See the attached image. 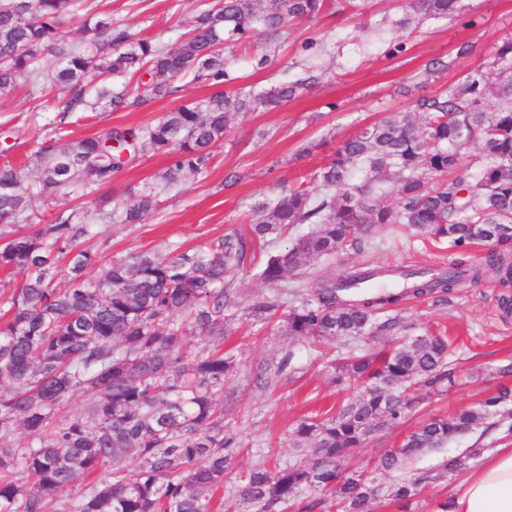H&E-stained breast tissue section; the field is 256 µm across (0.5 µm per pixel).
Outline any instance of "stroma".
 <instances>
[{"mask_svg":"<svg viewBox=\"0 0 512 512\" xmlns=\"http://www.w3.org/2000/svg\"><path fill=\"white\" fill-rule=\"evenodd\" d=\"M207 0H96L99 11L114 23L129 26L140 36L161 39L174 48L180 43L194 8ZM406 0H364L360 14L350 11L324 14L320 19L293 21L285 43L257 40L226 47L224 56L237 75V87L261 88L280 79L297 78L303 71L304 43L319 38L314 60L322 77L301 89L286 105L238 114L223 140L211 148L212 163L205 174L188 178L180 187L161 191L153 213L138 224L94 223L92 233L78 246L100 263L146 252L157 257L173 250L203 249L217 237L248 234L255 208L271 201L289 185L308 178L324 165L346 139L376 121L408 111L419 95L443 90L462 73L482 66L497 47L512 40V0H459L455 19L419 16L399 27ZM402 52L389 54L394 44ZM268 55L269 63L255 70L253 59ZM449 62L447 71L425 76L431 61ZM173 96L147 107L120 112H82L61 119L64 90L44 95L17 90L0 96V162L29 173L35 154L46 143H64L105 134L121 127L144 128L157 124L174 107L211 94V87L186 78ZM169 163L166 154L140 151L136 160L103 186L77 188L53 198L33 197L28 209L33 225L54 223L60 211L82 209L87 215L124 205L131 191L141 188ZM233 186H226L227 176ZM297 224L281 235L268 237L252 248L232 277L238 313L224 329V353L232 357L235 372L224 384V431L235 435L234 464L224 478V499L233 501L242 476L256 467L302 461L293 446L298 422L331 414L359 392L356 383L336 384L328 356L313 341L289 335L287 326L291 289H306L313 276L342 272L351 266H387L429 272L447 266L448 246L409 236L400 241L373 235L361 251L342 252L309 266L308 276L287 279L271 287L258 272L267 257L309 232ZM512 296L487 278L464 284L448 294L409 296L392 312H380L378 321L397 317L392 330L358 339L360 348L374 351L396 340L421 336L432 330L447 332L454 342L450 369L454 387L438 386L415 404L403 424L356 449L345 464L374 477L384 486L427 474L410 507L382 500L374 512H434L459 480L446 472L448 455L460 449H490L512 443V432L492 430L484 436L464 435L442 448L430 449L407 461L402 469L378 470L377 462L396 451L405 436L432 417H450L478 405L502 386L512 388V376L498 373L512 362V311L501 307V295ZM283 305L270 320L254 318L251 308L272 296Z\"/></svg>","mask_w":512,"mask_h":512,"instance_id":"obj_1","label":"stroma"}]
</instances>
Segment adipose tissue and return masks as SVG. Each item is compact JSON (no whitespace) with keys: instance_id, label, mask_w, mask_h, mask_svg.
Wrapping results in <instances>:
<instances>
[{"instance_id":"adipose-tissue-1","label":"adipose tissue","mask_w":512,"mask_h":512,"mask_svg":"<svg viewBox=\"0 0 512 512\" xmlns=\"http://www.w3.org/2000/svg\"><path fill=\"white\" fill-rule=\"evenodd\" d=\"M447 501V512H512V447L483 452Z\"/></svg>"}]
</instances>
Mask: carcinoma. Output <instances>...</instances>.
I'll list each match as a JSON object with an SVG mask.
<instances>
[{"label":"carcinoma","instance_id":"obj_1","mask_svg":"<svg viewBox=\"0 0 512 512\" xmlns=\"http://www.w3.org/2000/svg\"><path fill=\"white\" fill-rule=\"evenodd\" d=\"M357 8L361 0H223L199 8L178 47L138 38L95 10L94 0H0V95L23 84L67 93L63 113L102 103L113 112L147 105L178 92V80L220 87L236 81L224 45L250 43L261 26L266 39L288 34L294 19L315 18L332 2ZM459 0H408L419 14L447 18ZM85 12L84 43L66 38L61 19ZM148 80H143L142 76ZM112 77L121 87L89 85ZM319 76L311 67L293 81L254 93L217 91L166 113L138 132L111 130L98 137L49 143L36 152L26 181L18 167L0 165V225L27 220L31 197L112 182L138 147L164 152L169 165L130 193L120 210L97 220L137 224L157 205L156 188H170L209 169L208 148L224 139L240 112L273 110ZM471 171L461 158L472 145ZM306 182L257 207L250 237L226 235L204 250L166 258L130 253L102 266L77 249L92 225L80 210L61 212L53 224L17 230L0 245V273L27 271L20 288L0 289V512H224V475L235 438L224 433L217 397L234 371L220 348L224 325L237 312L229 274L248 248L294 224L314 228L270 256L259 277L278 284L306 273L310 263L346 249L359 250L375 232L411 229L453 250L448 275L416 278L406 289L372 294L360 281L391 273L385 267L326 273L307 293H293L288 334L322 344L357 339L371 328L393 329L378 311L407 295L449 292L489 272L512 285V41L479 69L440 92L421 95L409 111L364 127L342 143ZM476 244L493 246L486 264L465 257ZM68 257L69 287L56 286L57 257ZM281 307L272 297L252 308L266 319ZM449 339L432 332L378 353L350 348L334 360L335 381L354 379L361 394L324 418L301 421L295 447L311 462L252 469L241 479L235 504L255 512L288 504L306 491L332 493L341 512H373L382 485L364 473L344 472L340 459L377 434L398 426L412 401L407 392L435 389L450 378ZM89 396L86 413L57 417L77 392ZM505 387L450 418H432L380 461L383 470L480 427L512 419ZM28 442L20 445L15 427ZM139 462L131 472L127 463ZM86 481L67 495L77 478ZM422 479L400 482L391 496L411 504Z\"/></svg>","mask_w":512,"mask_h":512}]
</instances>
